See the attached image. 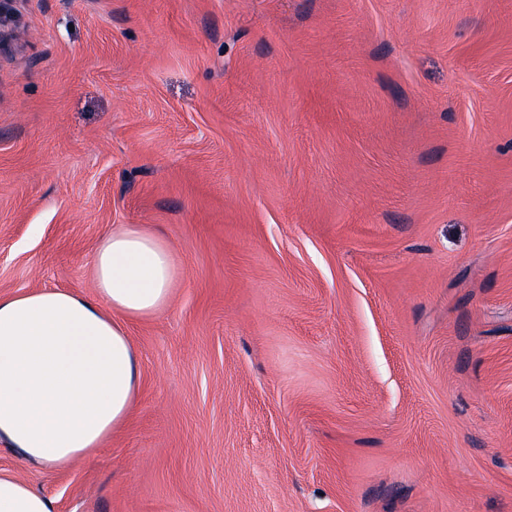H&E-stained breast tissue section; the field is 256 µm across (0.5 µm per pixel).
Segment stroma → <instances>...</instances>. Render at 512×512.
I'll list each match as a JSON object with an SVG mask.
<instances>
[{"instance_id": "35a3bbf8", "label": "stroma", "mask_w": 512, "mask_h": 512, "mask_svg": "<svg viewBox=\"0 0 512 512\" xmlns=\"http://www.w3.org/2000/svg\"><path fill=\"white\" fill-rule=\"evenodd\" d=\"M0 296L163 237L54 512H512V0H16Z\"/></svg>"}]
</instances>
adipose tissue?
<instances>
[{
	"label": "adipose tissue",
	"instance_id": "1",
	"mask_svg": "<svg viewBox=\"0 0 512 512\" xmlns=\"http://www.w3.org/2000/svg\"><path fill=\"white\" fill-rule=\"evenodd\" d=\"M94 298L58 289L0 296V440L36 466L66 468L129 418L138 389L129 322L171 298L174 251L136 224L98 244ZM0 512H53L52 501L0 470Z\"/></svg>",
	"mask_w": 512,
	"mask_h": 512
}]
</instances>
